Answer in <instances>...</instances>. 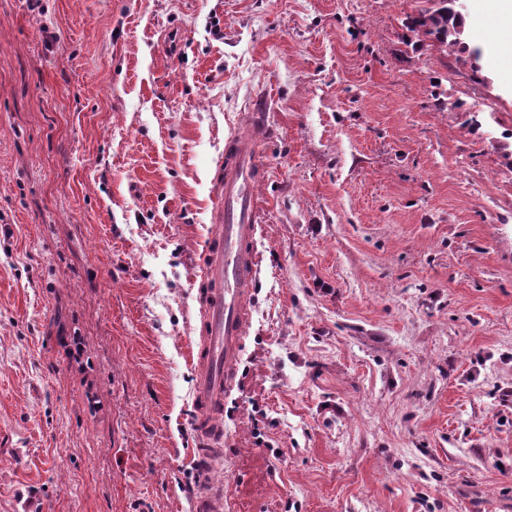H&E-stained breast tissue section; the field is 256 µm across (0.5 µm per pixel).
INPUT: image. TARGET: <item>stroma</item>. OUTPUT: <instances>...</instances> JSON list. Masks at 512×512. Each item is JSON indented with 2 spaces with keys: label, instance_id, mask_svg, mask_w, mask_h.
Wrapping results in <instances>:
<instances>
[{
  "label": "stroma",
  "instance_id": "35a3bbf8",
  "mask_svg": "<svg viewBox=\"0 0 512 512\" xmlns=\"http://www.w3.org/2000/svg\"><path fill=\"white\" fill-rule=\"evenodd\" d=\"M0 0V512H512V53L461 0ZM479 50L471 63L468 53ZM266 109L223 451L224 143ZM433 1L437 2V7L421 10L417 16L411 19L410 30L418 34L433 36L446 48L457 45L462 32L463 19L452 3L455 0ZM252 112L250 135L224 145L223 194L217 207L224 225H218L204 256L207 288L192 354L196 418L191 427L201 457L222 450L224 398L234 386L258 271L255 239L261 212L253 189L264 175L256 145L266 130V115L264 109Z\"/></svg>",
  "mask_w": 512,
  "mask_h": 512
}]
</instances>
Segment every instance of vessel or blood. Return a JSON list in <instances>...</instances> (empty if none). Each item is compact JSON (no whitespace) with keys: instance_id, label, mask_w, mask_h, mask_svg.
Here are the masks:
<instances>
[{"instance_id":"obj_1","label":"vessel or blood","mask_w":512,"mask_h":512,"mask_svg":"<svg viewBox=\"0 0 512 512\" xmlns=\"http://www.w3.org/2000/svg\"><path fill=\"white\" fill-rule=\"evenodd\" d=\"M265 130L264 111H253L249 136L224 145L223 193L217 207L220 225L204 256L207 288L192 354L196 418L191 427L203 457L218 452L224 441V399L234 386L257 277L255 239L260 208L254 187L264 172L256 145Z\"/></svg>"}]
</instances>
